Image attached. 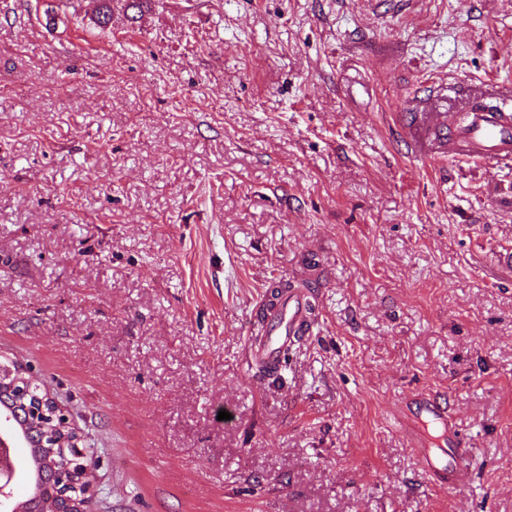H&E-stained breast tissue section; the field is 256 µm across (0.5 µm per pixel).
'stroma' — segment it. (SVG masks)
<instances>
[{"label":"stroma","instance_id":"stroma-1","mask_svg":"<svg viewBox=\"0 0 512 512\" xmlns=\"http://www.w3.org/2000/svg\"><path fill=\"white\" fill-rule=\"evenodd\" d=\"M94 5L0 0V357L88 434L90 512H512V164L424 158L404 109L512 100V0ZM274 279L315 324L268 375ZM99 3L94 22L100 27H107L112 21V15L115 11H122L128 14L129 10H137L142 12L144 4L147 5L148 0H98ZM410 412L417 411L419 415L401 414L398 422L400 428L409 438L411 447L415 448L419 457L422 472L425 476L448 485V489L457 490L468 477V466L464 458L457 453L455 459L448 460V453L439 458L428 447L424 431L428 426L440 432L439 437L447 432L456 436L453 448L460 450L461 437L458 436L455 423L448 413L446 400L441 397H429L423 399H411L407 402Z\"/></svg>","mask_w":512,"mask_h":512}]
</instances>
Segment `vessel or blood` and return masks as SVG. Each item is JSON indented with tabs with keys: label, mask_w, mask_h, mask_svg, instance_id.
I'll return each mask as SVG.
<instances>
[{
	"label": "vessel or blood",
	"mask_w": 512,
	"mask_h": 512,
	"mask_svg": "<svg viewBox=\"0 0 512 512\" xmlns=\"http://www.w3.org/2000/svg\"><path fill=\"white\" fill-rule=\"evenodd\" d=\"M426 157L453 155L477 165H495L512 161V116L504 112L470 111L465 125L449 126L443 112L428 115ZM310 289L293 288L284 305L271 313L268 336L259 345L249 344L248 359L274 367L301 338L311 334L314 322L308 310ZM408 411L399 420L410 444L419 457L425 476L459 489L469 469L463 457L441 458L429 449L425 432L435 428L440 433L455 432V423L444 398L412 399Z\"/></svg>",
	"instance_id": "b4317fda"
}]
</instances>
